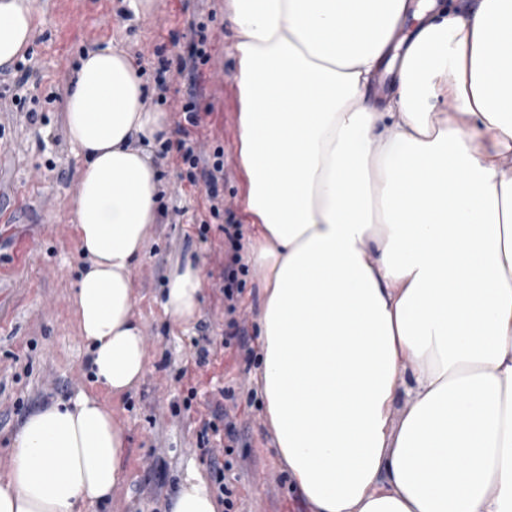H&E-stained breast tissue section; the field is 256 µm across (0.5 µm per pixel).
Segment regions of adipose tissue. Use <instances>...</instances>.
<instances>
[{
  "label": "adipose tissue",
  "mask_w": 512,
  "mask_h": 512,
  "mask_svg": "<svg viewBox=\"0 0 512 512\" xmlns=\"http://www.w3.org/2000/svg\"><path fill=\"white\" fill-rule=\"evenodd\" d=\"M238 165L263 293L268 430L311 512H512V0H225ZM37 0H0V66ZM419 25L401 52L407 17ZM396 68L385 106L370 95ZM67 130L85 265L71 298L95 383L148 363L132 276L157 216L140 140L164 132L108 46L83 55ZM202 269L169 274L188 324ZM403 409H396L399 394ZM126 435L89 393L32 412L0 473V512H98L125 480ZM188 469L167 512H217Z\"/></svg>",
  "instance_id": "1"
}]
</instances>
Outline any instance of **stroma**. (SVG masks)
<instances>
[{
    "label": "stroma",
    "instance_id": "obj_1",
    "mask_svg": "<svg viewBox=\"0 0 512 512\" xmlns=\"http://www.w3.org/2000/svg\"><path fill=\"white\" fill-rule=\"evenodd\" d=\"M35 35L25 66L31 76L14 83L13 66L0 67V472L9 468L14 436L31 412L52 402L94 392L89 347L69 309L85 263L72 230V196L85 164L64 127L62 95L72 87L83 52L120 46L141 72L148 111L163 113L166 138L151 147L160 181L158 220L145 254L135 264V314L141 324L148 365L139 386L111 398L125 430L121 454L125 481L99 512H164L187 468L214 480L210 464L223 455L224 430H205L216 408L226 409L238 441L233 464V512H310L290 486L288 473L263 424L257 392L259 359L245 360L224 347V329L236 319L260 348L257 270L243 276L241 293L228 314L224 267L232 254L223 227L239 224L243 238L257 228L244 208L246 180L236 163L238 101L231 56L233 33L224 0H154L135 15L127 0H38ZM206 25L209 60L200 66L198 122L188 126L198 150L224 154V215L213 217L203 183H190L176 151L187 84L168 72L159 95V58L176 59L193 40L189 21ZM36 111L28 120V111ZM186 261L202 269L199 311L189 324L165 313L168 274ZM209 340L207 365L195 364V344ZM233 398H224V390Z\"/></svg>",
    "mask_w": 512,
    "mask_h": 512
}]
</instances>
